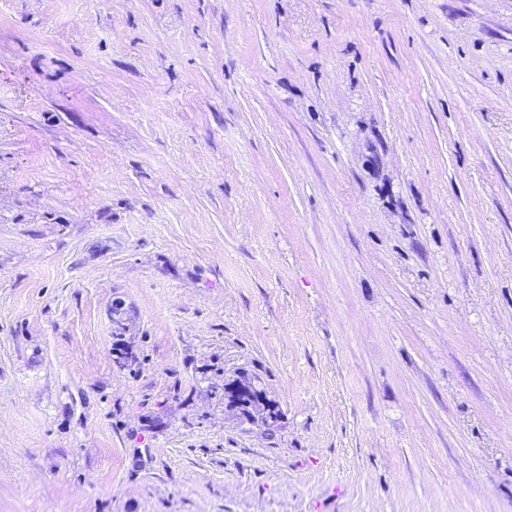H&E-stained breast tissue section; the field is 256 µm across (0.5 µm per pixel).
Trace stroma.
Listing matches in <instances>:
<instances>
[{
	"instance_id": "35a3bbf8",
	"label": "stroma",
	"mask_w": 512,
	"mask_h": 512,
	"mask_svg": "<svg viewBox=\"0 0 512 512\" xmlns=\"http://www.w3.org/2000/svg\"><path fill=\"white\" fill-rule=\"evenodd\" d=\"M0 512H512V0H0Z\"/></svg>"
}]
</instances>
